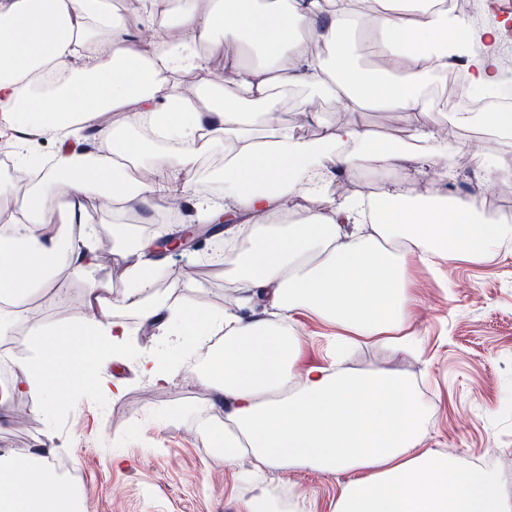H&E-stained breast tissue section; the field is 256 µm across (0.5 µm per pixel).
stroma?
<instances>
[{"mask_svg": "<svg viewBox=\"0 0 512 512\" xmlns=\"http://www.w3.org/2000/svg\"><path fill=\"white\" fill-rule=\"evenodd\" d=\"M326 109L337 123L366 127L380 141L407 137L400 113H349L331 103ZM450 137L460 144L457 157L471 156L473 164L448 159L443 179L431 171L415 173L409 163L392 180L407 183L421 198L471 194L491 181L512 202V184L501 176L504 160L512 158V138L481 124L452 130ZM205 255L202 249L164 254L162 289L206 308L231 305L224 271L205 267ZM408 277L418 299L411 329L420 348L362 346L349 353L346 364L393 369L419 383L434 413L427 447L491 472L501 489L512 488V242L483 261L454 260L436 274L411 265ZM113 315L128 325L127 343L134 351L130 357L114 352L108 366L121 393L92 390L78 372L85 353L71 346L56 366L66 397L46 414L31 411L30 400L11 391L16 360L36 353L28 320L0 339V412L8 414L0 453L36 465L53 457L51 477L89 512H238L248 491L240 476L251 462H225L223 452L202 437L200 418H224V399L207 382L202 350L182 356L175 337L163 335L159 326L119 306ZM297 329L304 340L302 362L323 361L334 328L304 316ZM164 355L176 358L171 378L152 383L140 362ZM345 480L342 474L300 468L272 474L267 484L287 492L289 501L306 497L308 512H333Z\"/></svg>", "mask_w": 512, "mask_h": 512, "instance_id": "obj_1", "label": "stroma"}]
</instances>
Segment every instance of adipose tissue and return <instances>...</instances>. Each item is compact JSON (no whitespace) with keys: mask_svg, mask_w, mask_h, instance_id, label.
<instances>
[{"mask_svg":"<svg viewBox=\"0 0 512 512\" xmlns=\"http://www.w3.org/2000/svg\"><path fill=\"white\" fill-rule=\"evenodd\" d=\"M511 29L505 19L462 24L448 0H146L134 26L112 0H0V124L57 141L50 168L24 193L0 180V204L12 209L11 224L0 225V266L11 270L0 282V333L42 292L99 263L87 249L96 226L85 199L116 213L191 194L193 174L218 151L211 174L224 185V206L200 200L199 221L230 215L224 233L236 248L224 268L238 285L232 313L171 299L155 287L163 266L153 237L113 225L123 280L89 288L88 312L69 327H34L41 354L18 361L19 389L53 404L52 366L72 341L87 353L82 377L94 388L105 383L103 357L126 345V325L112 318L121 305L160 320L185 347L223 336L207 379L224 396V419L203 421L202 433L225 461L252 462L241 479L256 491L239 512H307L305 500L286 505L263 484L291 468L347 474L333 512H512L491 474L426 447L432 406L416 384L391 370L343 365L361 341L412 343L410 262L436 270L461 255L484 259L512 240V225L486 221L480 193L416 199L397 186L367 201L334 189L366 159L384 176L407 160L432 165L454 153L456 143L426 120L448 105L422 89L461 58L469 90L494 91ZM357 35L393 71L374 76L359 67ZM79 51L75 68L69 60ZM183 71L196 79L175 82ZM298 85L314 93L295 104L297 121L288 124L273 92ZM210 91L220 99L202 108ZM330 99L350 112L403 113L408 141L383 144L361 126L332 122L322 110ZM449 114L451 125L485 120L512 136L511 112ZM303 122L323 128L319 141L299 134ZM88 129L111 143V155L70 145ZM295 198L305 202V218L275 223ZM259 302L272 317H242ZM301 315L338 330L336 353L324 363L300 360ZM31 466L0 455V512H88L49 476L14 480Z\"/></svg>","mask_w":512,"mask_h":512,"instance_id":"ef3b65f1","label":"adipose tissue"}]
</instances>
